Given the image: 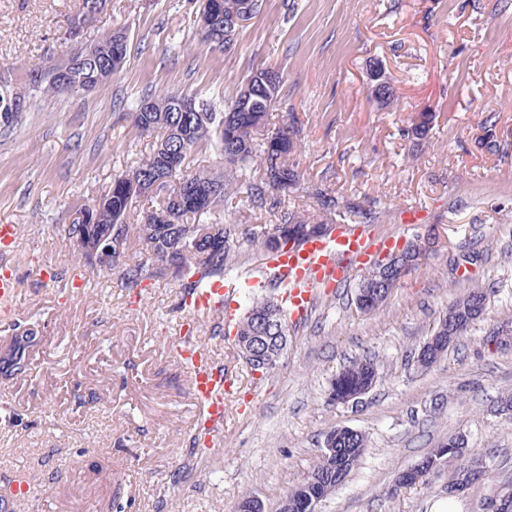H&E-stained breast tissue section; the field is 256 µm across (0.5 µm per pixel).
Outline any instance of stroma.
Wrapping results in <instances>:
<instances>
[{"label":"stroma","instance_id":"stroma-1","mask_svg":"<svg viewBox=\"0 0 512 512\" xmlns=\"http://www.w3.org/2000/svg\"><path fill=\"white\" fill-rule=\"evenodd\" d=\"M200 0H107L83 43L126 30L128 53L92 92L29 95L12 132L0 137V224L19 236L6 261L17 278L10 313L0 312V358L27 338V370L0 371V496L26 478L30 498L15 512H233L240 498L279 512L282 497L317 465L334 428L362 432L358 468L319 512H434L452 465L400 490L398 474L454 435L491 458L488 478L454 500L481 512L497 487L512 486V426L495 412L512 393V348L488 345L512 322V0H263L229 49L205 42ZM78 0H0V74L25 90L24 69L62 57ZM382 61L399 98L371 96L370 60ZM283 76L271 124L296 121L303 142L290 157L301 187L224 200L217 219L257 233L282 212L339 207L370 212L367 229L399 242L433 235L425 260L374 312L356 305L367 267L319 291L307 317L290 324L276 369L253 375L212 316L184 325L183 288L169 277L140 291L70 258L54 230L94 202L114 174L151 150L133 112L147 94L235 97L256 69ZM433 115L428 140L403 131ZM232 273L247 280L238 313L276 297L257 286L267 258L238 239ZM59 271L45 278L46 268ZM488 294L481 318L441 360L417 353L443 312L469 289ZM193 328L234 377L215 447L194 443L202 414L175 344ZM373 359L379 375L355 403L329 399L349 361ZM83 466H74V459Z\"/></svg>","mask_w":512,"mask_h":512}]
</instances>
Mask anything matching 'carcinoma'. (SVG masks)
<instances>
[{
	"label": "carcinoma",
	"mask_w": 512,
	"mask_h": 512,
	"mask_svg": "<svg viewBox=\"0 0 512 512\" xmlns=\"http://www.w3.org/2000/svg\"><path fill=\"white\" fill-rule=\"evenodd\" d=\"M106 0H81L78 10L69 21L68 39L73 43L65 60L78 77L98 87L115 75L125 62L128 37L117 41L113 32L103 34L96 42L86 45L74 37V30L90 24L105 7ZM243 0H209L208 7L217 9L228 19L240 12ZM375 99L387 104L393 89L385 70L375 62L369 66ZM29 90L44 96L64 92L60 67L37 65L28 70ZM281 76L252 96L239 91L235 99L224 105V111L208 100L195 99L196 111L177 112L179 93L147 95L140 99L133 113L134 124L142 134H156L151 153L136 166L116 174L97 200V207L87 220L80 218L58 229L61 237L72 247L73 255L83 265L110 277L117 275L125 288L136 289L156 275H169L179 282L184 292L196 287L202 279L221 277L236 263L233 244L239 238V225L215 221V213L224 207V197L232 192L246 195L252 205L269 190L288 191L300 185L301 176L288 163V157L299 147V128L295 122L268 127L269 114L277 103ZM26 95L15 90L11 81L0 76V115L13 112L16 100ZM432 114L422 112L405 130L413 141L426 139L431 131ZM266 130L262 140L255 134ZM210 146L224 168L190 171L185 161L199 146ZM254 164L262 171V183H253L237 170ZM160 177L167 178L159 189H152ZM155 199L156 204L138 208L140 198ZM332 210L318 214L285 211L273 232L263 235L249 233L251 242L268 253L283 250L288 244V230L295 228L324 229L335 224ZM112 239V258L93 262L85 250L90 235ZM138 242L152 256L150 270L132 260L128 250ZM398 281V269L372 268L359 287L357 304L360 309L373 311L387 299ZM487 294L471 289L455 300L445 311L434 335L435 345L428 352L429 364L436 363L459 337V326L470 327L483 315ZM288 330L284 310L271 300L252 303L242 318L237 337L261 336L254 349L257 362H263L267 351L275 345V337ZM487 343L498 347L512 344V326L504 324L489 334ZM9 369L15 374L26 371L21 343H13L8 358ZM377 366L371 359L351 362L333 379L331 390L336 394H355L371 389L376 381ZM366 447L364 435L352 428H335L326 434L321 459L307 480L309 491L322 500L341 485L358 464ZM447 460L457 461L448 481V495L462 493L468 486L488 475L487 461L469 456L464 436H453L448 442L427 452L419 462L421 468L407 475L402 486L414 485L429 474L440 470Z\"/></svg>",
	"instance_id": "1"
}]
</instances>
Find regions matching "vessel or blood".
I'll list each match as a JSON object with an SVG mask.
<instances>
[{"label": "vessel or blood", "instance_id": "1", "mask_svg": "<svg viewBox=\"0 0 512 512\" xmlns=\"http://www.w3.org/2000/svg\"><path fill=\"white\" fill-rule=\"evenodd\" d=\"M386 240L357 224L341 228L329 238L310 239L302 245L269 257V273L282 279L283 303L291 320L307 314L318 290L343 280L352 266L368 260ZM240 283L236 280L209 278L186 294L184 306L189 316L212 315L226 319L224 304L233 297ZM18 290L9 268L0 269V311L11 312ZM180 365L188 370L192 392L202 405L201 427L204 445H212L224 426V395L231 388L229 373L214 363L192 337H180L176 346Z\"/></svg>", "mask_w": 512, "mask_h": 512}]
</instances>
